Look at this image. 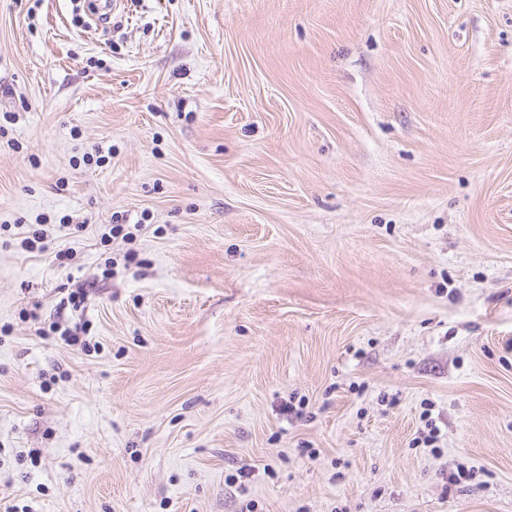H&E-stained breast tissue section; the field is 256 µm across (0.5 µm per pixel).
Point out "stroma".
Instances as JSON below:
<instances>
[{
    "label": "stroma",
    "mask_w": 512,
    "mask_h": 512,
    "mask_svg": "<svg viewBox=\"0 0 512 512\" xmlns=\"http://www.w3.org/2000/svg\"><path fill=\"white\" fill-rule=\"evenodd\" d=\"M0 512H512V0H0Z\"/></svg>",
    "instance_id": "35a3bbf8"
}]
</instances>
